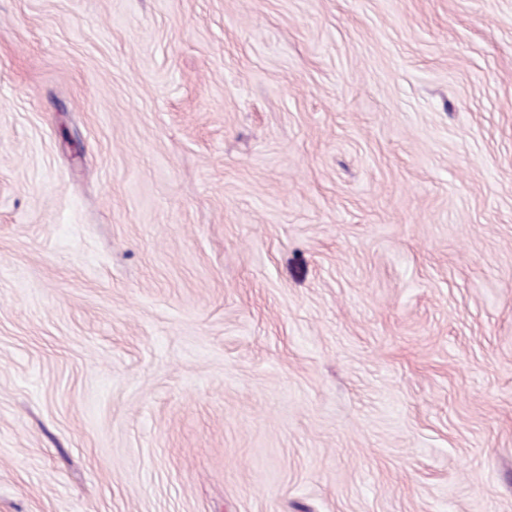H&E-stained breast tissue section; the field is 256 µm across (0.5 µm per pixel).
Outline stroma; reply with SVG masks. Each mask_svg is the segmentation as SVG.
Here are the masks:
<instances>
[{
  "instance_id": "obj_1",
  "label": "stroma",
  "mask_w": 512,
  "mask_h": 512,
  "mask_svg": "<svg viewBox=\"0 0 512 512\" xmlns=\"http://www.w3.org/2000/svg\"><path fill=\"white\" fill-rule=\"evenodd\" d=\"M0 512H512V0H0Z\"/></svg>"
}]
</instances>
